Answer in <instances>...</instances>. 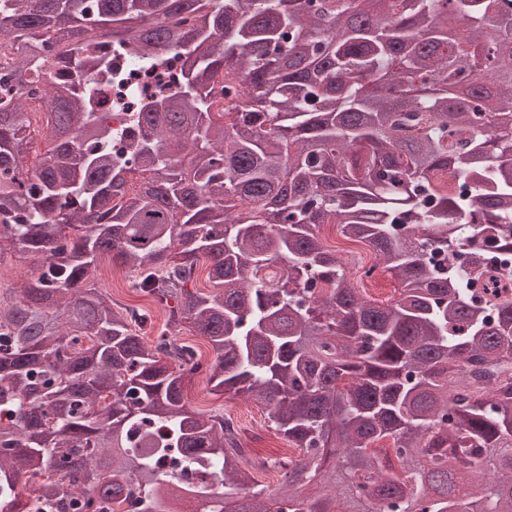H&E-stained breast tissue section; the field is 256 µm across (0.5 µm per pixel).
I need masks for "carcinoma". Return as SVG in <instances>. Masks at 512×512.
Listing matches in <instances>:
<instances>
[{
	"label": "carcinoma",
	"mask_w": 512,
	"mask_h": 512,
	"mask_svg": "<svg viewBox=\"0 0 512 512\" xmlns=\"http://www.w3.org/2000/svg\"><path fill=\"white\" fill-rule=\"evenodd\" d=\"M169 51L112 154L86 74ZM475 221L512 253V0H0V255L32 268L0 293V512H512V300L438 260ZM323 224L398 297H363ZM108 256L153 341L96 288ZM202 373L264 406L278 490L185 401ZM322 237L327 248L336 250V256L341 258L355 273L359 274L363 268L367 267L366 269H368L372 264L370 252L364 245L347 241L336 232V229L331 234H322ZM98 288L101 291L110 294L114 300L135 306L142 311L151 315L152 320H149L145 327V338L154 339L161 331L163 326V314L160 310L153 305L150 298L134 292L129 284L128 279L123 275V278H106L98 283Z\"/></svg>",
	"instance_id": "cac0c4a2"
}]
</instances>
